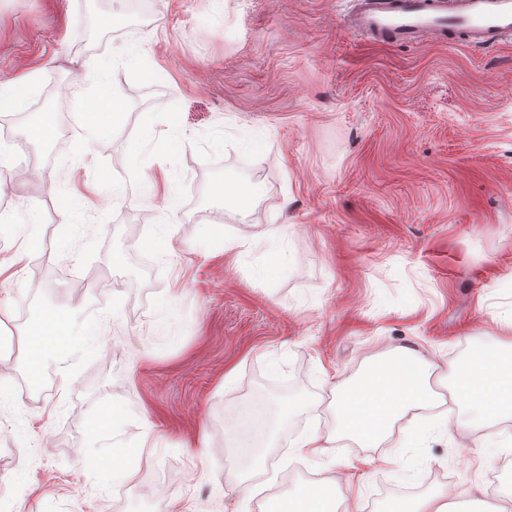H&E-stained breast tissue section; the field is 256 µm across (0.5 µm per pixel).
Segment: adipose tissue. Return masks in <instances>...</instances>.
<instances>
[{"label": "adipose tissue", "instance_id": "obj_1", "mask_svg": "<svg viewBox=\"0 0 512 512\" xmlns=\"http://www.w3.org/2000/svg\"><path fill=\"white\" fill-rule=\"evenodd\" d=\"M69 311L43 316L30 330L31 343L24 360L30 384H39L48 359L80 349L94 351L98 339L78 327ZM452 398L460 408L458 423L438 425L422 420L420 410ZM336 410L330 432L313 428L293 444L297 455H325L339 439L361 448H376L393 434L417 445L430 433L451 434L455 425L486 428L512 421V336H486L472 344L467 354L439 372L417 350L397 346L382 359L369 364L353 381L335 387ZM255 423L247 415L226 429L224 446L247 459L252 470H264L271 439L269 429L261 441H249ZM262 512H350L336 492L335 480L300 484L287 495L274 496Z\"/></svg>", "mask_w": 512, "mask_h": 512}]
</instances>
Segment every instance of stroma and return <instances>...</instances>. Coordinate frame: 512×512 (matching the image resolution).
Instances as JSON below:
<instances>
[{
  "label": "stroma",
  "mask_w": 512,
  "mask_h": 512,
  "mask_svg": "<svg viewBox=\"0 0 512 512\" xmlns=\"http://www.w3.org/2000/svg\"><path fill=\"white\" fill-rule=\"evenodd\" d=\"M346 0H0V495L8 512H260L335 478L360 512L435 487L461 512H512V465L484 430L390 438L377 463L329 430L332 388L396 345L440 368L512 332V43H374ZM140 48L106 86L89 61ZM38 90L24 92L30 73ZM114 111L78 137L73 101ZM50 114L48 139L29 136ZM141 155L140 167L127 157ZM231 182L245 210L215 194ZM282 228L284 257L259 233ZM75 308L102 343L27 388L23 336ZM232 382H225L227 371ZM302 398L267 471L238 480L224 429L248 402ZM149 447L135 482L113 457ZM390 464H383V457ZM135 456L138 460V465L134 466H129L122 460L113 458L112 468L110 469L112 483H129L136 479L141 469L143 454L142 452H137Z\"/></svg>",
  "instance_id": "1"
}]
</instances>
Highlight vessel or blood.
I'll return each instance as SVG.
<instances>
[{
	"label": "vessel or blood",
	"mask_w": 512,
	"mask_h": 512,
	"mask_svg": "<svg viewBox=\"0 0 512 512\" xmlns=\"http://www.w3.org/2000/svg\"><path fill=\"white\" fill-rule=\"evenodd\" d=\"M349 27L370 39L407 43L464 36L489 48L512 38V0H351Z\"/></svg>",
	"instance_id": "obj_1"
}]
</instances>
